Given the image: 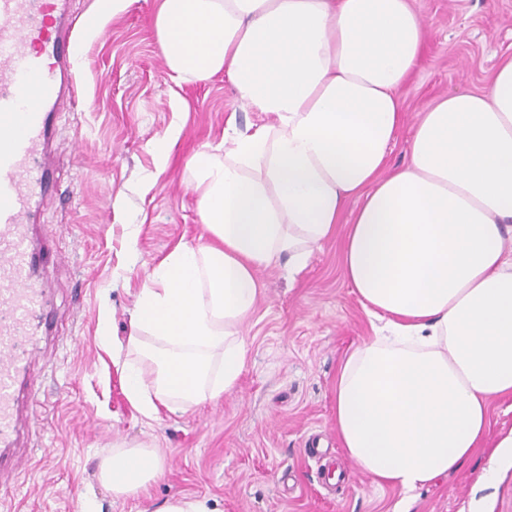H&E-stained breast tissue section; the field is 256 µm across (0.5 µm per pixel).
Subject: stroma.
Here are the masks:
<instances>
[{
    "label": "stroma",
    "instance_id": "stroma-1",
    "mask_svg": "<svg viewBox=\"0 0 512 512\" xmlns=\"http://www.w3.org/2000/svg\"><path fill=\"white\" fill-rule=\"evenodd\" d=\"M158 0H134L103 34L79 38L74 103L55 117L52 169L58 195L36 220L62 263L43 282L54 296V324L37 364L32 402L22 410L27 457L0 512H156L166 500L204 501L209 512H512V463L479 488L500 436L512 430V401H496L483 448L459 471L419 488L412 506L355 470L336 435V379L343 360L376 334L341 274L343 232L288 276L283 264L258 273L263 294L243 334L249 359L235 389L182 413L138 414L124 391L114 346L151 267L178 240L197 241L202 226L187 164L220 138L227 118L259 125L218 75L175 84L156 31ZM428 35L420 61L400 89L403 122L388 168L407 161L412 128L442 95L485 90L496 64L512 57V0H415ZM188 112H181L180 104ZM183 131L168 166L157 171L149 147L174 123ZM156 173L151 190L141 178ZM136 244H129L130 231ZM109 318L108 337L99 323ZM153 448L163 473L133 497L99 478L101 449Z\"/></svg>",
    "mask_w": 512,
    "mask_h": 512
}]
</instances>
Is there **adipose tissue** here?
<instances>
[{"label":"adipose tissue","mask_w":512,"mask_h":512,"mask_svg":"<svg viewBox=\"0 0 512 512\" xmlns=\"http://www.w3.org/2000/svg\"><path fill=\"white\" fill-rule=\"evenodd\" d=\"M155 29L172 81L226 74L265 121L228 125L188 163L206 239L176 242L136 300L130 405L154 419L231 391L258 271L284 260L300 273L343 223V276L389 333L343 361L336 433L378 485L413 499L477 453L491 401L512 398V59L486 91L421 113L390 171L397 91L426 34L414 0H160ZM163 469L152 449L101 453L118 495Z\"/></svg>","instance_id":"adipose-tissue-1"}]
</instances>
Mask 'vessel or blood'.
<instances>
[{
	"mask_svg": "<svg viewBox=\"0 0 512 512\" xmlns=\"http://www.w3.org/2000/svg\"><path fill=\"white\" fill-rule=\"evenodd\" d=\"M75 23L61 0H0V490L15 447L47 307L33 214L50 194L54 114L76 93Z\"/></svg>",
	"mask_w": 512,
	"mask_h": 512,
	"instance_id": "b4317fda",
	"label": "vessel or blood"
}]
</instances>
